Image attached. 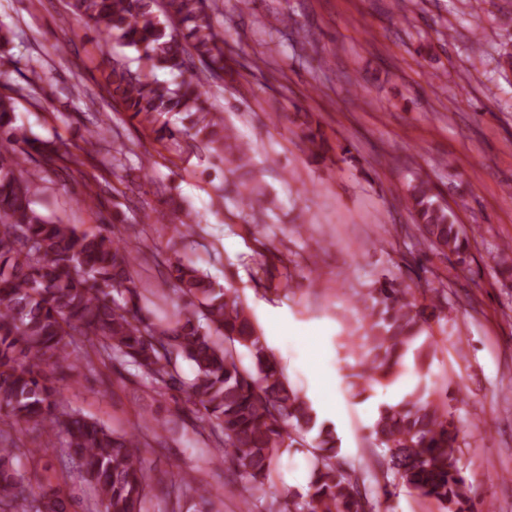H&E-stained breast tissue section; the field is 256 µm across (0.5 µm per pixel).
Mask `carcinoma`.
<instances>
[{
  "instance_id": "carcinoma-1",
  "label": "carcinoma",
  "mask_w": 512,
  "mask_h": 512,
  "mask_svg": "<svg viewBox=\"0 0 512 512\" xmlns=\"http://www.w3.org/2000/svg\"><path fill=\"white\" fill-rule=\"evenodd\" d=\"M68 8L106 41L137 53L136 69L116 59L105 76L113 100L147 123L170 112L193 115V137L224 151L233 134L191 74L198 63L215 80L224 75V33L208 0H68ZM157 70L181 80L161 83ZM13 92L0 91V410L15 424H33L41 440L29 448L0 429V512H75L68 472L49 478L38 470L58 435L64 456L83 473L87 512H150L164 491L141 458L149 446L141 434L110 429L61 398L62 387L96 362L131 366L156 395L177 391L198 403L216 446L245 479L230 492L259 495L264 512H364L368 479L385 490L401 483L442 512H473L448 384L424 383L435 342L410 287L383 280L363 299L359 353L346 375L352 396L366 401L374 386L410 369L419 381L378 407L368 440L379 469L347 470L335 429L288 383L238 289L178 257L167 269L182 305L173 320H155L141 304L135 257L113 232L85 231L36 208L43 177L28 164L37 155L41 167L62 171L72 153L66 142L41 140L17 124ZM406 201L429 250L444 258L465 252L468 238L429 181L410 184ZM180 358L195 367L188 381ZM309 433L307 491L288 498L267 491L275 460ZM175 506L221 512L224 501L185 473Z\"/></svg>"
}]
</instances>
